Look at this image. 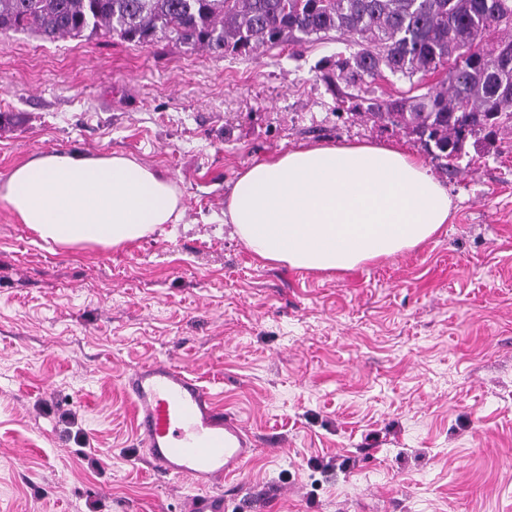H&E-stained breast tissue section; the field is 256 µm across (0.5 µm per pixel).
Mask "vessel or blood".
Returning a JSON list of instances; mask_svg holds the SVG:
<instances>
[{"label":"vessel or blood","mask_w":512,"mask_h":512,"mask_svg":"<svg viewBox=\"0 0 512 512\" xmlns=\"http://www.w3.org/2000/svg\"><path fill=\"white\" fill-rule=\"evenodd\" d=\"M122 386L153 472L191 486L180 512H224V481L252 458L254 435L188 371L166 362L128 370Z\"/></svg>","instance_id":"vessel-or-blood-1"}]
</instances>
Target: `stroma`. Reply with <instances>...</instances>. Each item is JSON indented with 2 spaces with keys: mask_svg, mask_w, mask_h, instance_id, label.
<instances>
[{
  "mask_svg": "<svg viewBox=\"0 0 512 512\" xmlns=\"http://www.w3.org/2000/svg\"><path fill=\"white\" fill-rule=\"evenodd\" d=\"M335 34L217 55L161 41L0 38V179L44 153L167 173L178 223L122 249L50 251L0 203V512H179L120 385L164 361L257 449L225 512H512V133L451 170L328 83ZM427 163L452 219L343 274L268 265L224 221L236 174L309 143Z\"/></svg>",
  "mask_w": 512,
  "mask_h": 512,
  "instance_id": "stroma-1",
  "label": "stroma"
}]
</instances>
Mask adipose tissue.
<instances>
[{
  "mask_svg": "<svg viewBox=\"0 0 512 512\" xmlns=\"http://www.w3.org/2000/svg\"><path fill=\"white\" fill-rule=\"evenodd\" d=\"M18 223L64 251L119 248L177 223L176 183L137 159L46 153L0 180ZM447 190L426 164L370 143L312 145L244 169L224 215L266 263L346 272L412 249L448 223Z\"/></svg>",
  "mask_w": 512,
  "mask_h": 512,
  "instance_id": "ef3b65f1",
  "label": "adipose tissue"
}]
</instances>
